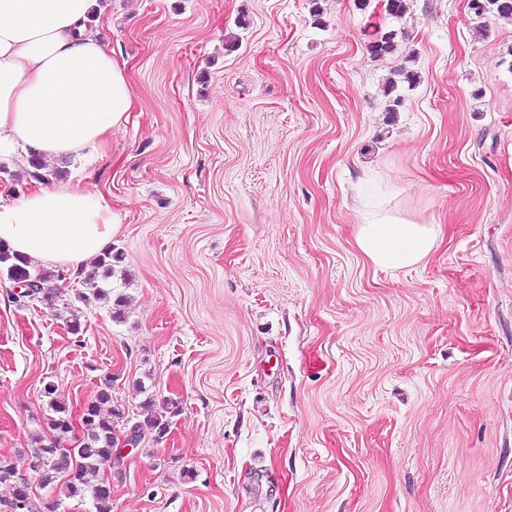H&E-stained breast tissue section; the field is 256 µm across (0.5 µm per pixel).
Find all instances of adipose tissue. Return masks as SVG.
Listing matches in <instances>:
<instances>
[{"mask_svg": "<svg viewBox=\"0 0 512 512\" xmlns=\"http://www.w3.org/2000/svg\"><path fill=\"white\" fill-rule=\"evenodd\" d=\"M99 0H0V157L25 162L101 152L134 106L125 66L89 30ZM354 207V243L383 271L426 263L439 245L435 222L397 205L379 176ZM123 216L78 181L0 198V243L33 269L78 273L119 231Z\"/></svg>", "mask_w": 512, "mask_h": 512, "instance_id": "adipose-tissue-1", "label": "adipose tissue"}]
</instances>
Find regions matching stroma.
I'll use <instances>...</instances> for the list:
<instances>
[{
  "mask_svg": "<svg viewBox=\"0 0 512 512\" xmlns=\"http://www.w3.org/2000/svg\"><path fill=\"white\" fill-rule=\"evenodd\" d=\"M104 2L136 107L64 175L124 215L98 285L126 304L80 305L74 334L0 274V454L27 474L45 385L76 415L116 372L133 420L149 396L179 411L113 464L112 512H512V19ZM369 169L438 224L426 263L355 248Z\"/></svg>",
  "mask_w": 512,
  "mask_h": 512,
  "instance_id": "obj_1",
  "label": "stroma"
}]
</instances>
